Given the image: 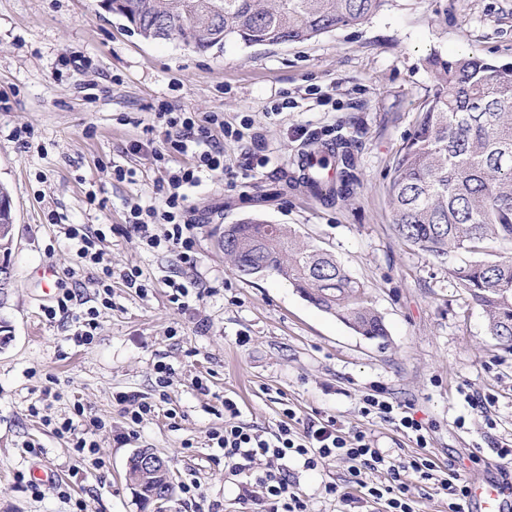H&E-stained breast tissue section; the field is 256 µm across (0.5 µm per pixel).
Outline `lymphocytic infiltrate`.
<instances>
[{
  "instance_id": "1",
  "label": "lymphocytic infiltrate",
  "mask_w": 512,
  "mask_h": 512,
  "mask_svg": "<svg viewBox=\"0 0 512 512\" xmlns=\"http://www.w3.org/2000/svg\"><path fill=\"white\" fill-rule=\"evenodd\" d=\"M154 119L164 133V147L155 153L157 161L165 165L160 186L162 197L160 201L132 208L126 217V228L148 248L171 253L181 266L192 268L198 256L195 225L189 217V197L204 176L223 172L225 140L243 141L244 133L226 123L223 113L209 112L200 116L176 110L166 102L158 104ZM158 224L165 225L164 234L155 233L154 227ZM63 230L73 243L81 267L94 270L89 279L91 287L110 293L112 278L117 275L125 287L145 290L147 282L140 269L133 267L114 273L111 261L105 258L100 247L106 238L103 230L92 231L83 224H67ZM361 412L396 421L400 429L414 435L419 447H426L422 423L407 412L397 411L389 401L366 395ZM238 415L236 402L225 400L224 428L209 435L212 447L219 450L225 466L235 472L260 457L283 463L299 457L305 467L311 469L345 458L352 463L349 484L366 488L372 498H386L388 512H414L407 495V477L411 474L422 479L431 476L430 460L418 458L404 463L391 459L375 448L365 435L346 438L333 419L309 423L301 432L285 424L273 437L265 438L238 423ZM364 463L383 469L389 478L388 486H367L360 469Z\"/></svg>"
}]
</instances>
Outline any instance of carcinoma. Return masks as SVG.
I'll return each mask as SVG.
<instances>
[{
    "label": "carcinoma",
    "instance_id": "carcinoma-1",
    "mask_svg": "<svg viewBox=\"0 0 512 512\" xmlns=\"http://www.w3.org/2000/svg\"><path fill=\"white\" fill-rule=\"evenodd\" d=\"M146 39L175 38L196 53L310 41L338 27L360 25L386 0H106ZM437 89L400 150L388 183L400 239L442 262L512 244V62L474 54L427 58ZM10 192L0 185V255L11 254ZM224 255L242 276L277 275L310 303L358 334L383 339L382 316L366 286L331 254L305 246L286 224L252 217L224 230ZM487 318L489 334L512 344V259L470 260L450 269ZM165 489L170 471L136 486L145 505Z\"/></svg>",
    "mask_w": 512,
    "mask_h": 512
}]
</instances>
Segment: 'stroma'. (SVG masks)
Segmentation results:
<instances>
[{
    "label": "stroma",
    "mask_w": 512,
    "mask_h": 512,
    "mask_svg": "<svg viewBox=\"0 0 512 512\" xmlns=\"http://www.w3.org/2000/svg\"><path fill=\"white\" fill-rule=\"evenodd\" d=\"M475 53L512 62V0H387L368 21L304 43L199 54L175 40H146L99 0H0V183L11 193L13 284L0 320L11 340L0 347V512H143L125 481L128 458L151 449L171 461L176 493L169 512H276L255 462L229 471L209 434L224 427V401L239 422L268 437L281 423L303 431L336 420L346 437L365 433L384 454L430 459L432 479L411 477L415 512H448L441 478L512 474L500 448L512 442V350L487 332L477 306L441 263L404 243L392 226L386 187L400 148L436 90L430 53ZM89 68L75 69L78 57ZM223 113L244 130L224 144V174L191 198L198 262L183 269L127 233L130 207L158 197L161 169L131 151L161 143L159 101ZM30 131L29 148L14 139ZM335 143L333 192L313 194L294 160L311 140ZM269 164L242 178L246 151ZM134 169L130 181L113 166ZM96 201H89V194ZM56 223H48V213ZM259 217L295 229L300 240L334 255L367 286L388 331L369 339L306 301L275 275L239 276L224 258L225 227ZM106 228L102 249L117 273L111 306H102L77 270L62 227ZM137 267L149 286L124 287L119 271ZM195 282L185 308L170 301L169 277ZM81 299L76 313L99 312L92 341L76 342L72 319L48 318L61 290ZM173 370L167 391L155 366ZM134 392L153 407L131 425L114 396ZM379 394L427 428V447L361 399ZM103 422L90 427V418ZM74 430L61 432L63 422ZM96 452L79 455L74 438ZM54 477L32 484L35 467ZM349 460L306 468L288 462L305 512H386L385 500L350 507ZM335 484L336 494L325 492Z\"/></svg>",
    "instance_id": "35a3bbf8"
}]
</instances>
